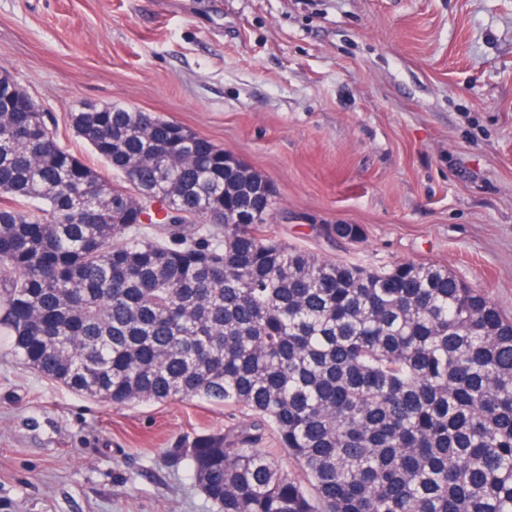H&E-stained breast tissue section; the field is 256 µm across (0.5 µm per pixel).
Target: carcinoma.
<instances>
[{"label": "carcinoma", "instance_id": "carcinoma-1", "mask_svg": "<svg viewBox=\"0 0 512 512\" xmlns=\"http://www.w3.org/2000/svg\"><path fill=\"white\" fill-rule=\"evenodd\" d=\"M0 86V335L75 393L252 413L185 442L221 512H512V320L438 264L278 238L270 182L152 112L83 103L62 147ZM217 214L221 224L203 217ZM356 242L358 224H324ZM307 485L258 447L266 431Z\"/></svg>", "mask_w": 512, "mask_h": 512}]
</instances>
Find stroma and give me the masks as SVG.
Instances as JSON below:
<instances>
[{"label": "stroma", "instance_id": "35a3bbf8", "mask_svg": "<svg viewBox=\"0 0 512 512\" xmlns=\"http://www.w3.org/2000/svg\"><path fill=\"white\" fill-rule=\"evenodd\" d=\"M69 129L153 112L274 186L280 239L372 268L448 267L512 318V0H0V72ZM323 224H357L356 244ZM245 412L116 407L0 348V512H217L186 439Z\"/></svg>", "mask_w": 512, "mask_h": 512}]
</instances>
